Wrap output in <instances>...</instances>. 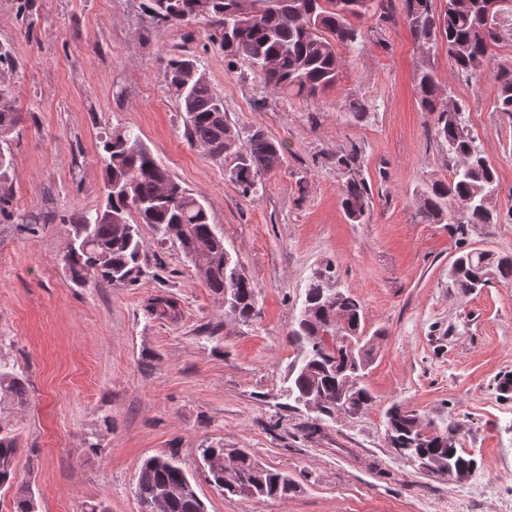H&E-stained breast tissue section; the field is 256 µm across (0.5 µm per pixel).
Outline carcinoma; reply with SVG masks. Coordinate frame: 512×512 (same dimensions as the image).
Returning a JSON list of instances; mask_svg holds the SVG:
<instances>
[{
	"instance_id": "1",
	"label": "carcinoma",
	"mask_w": 512,
	"mask_h": 512,
	"mask_svg": "<svg viewBox=\"0 0 512 512\" xmlns=\"http://www.w3.org/2000/svg\"><path fill=\"white\" fill-rule=\"evenodd\" d=\"M433 0H144L143 15L152 26L181 25L210 18L223 32L226 58L247 61L267 88L312 97L336 86L343 65L341 52L357 47L363 38L359 22L368 15L391 9L407 21L423 57L442 46L458 73L478 80L492 48L506 38L501 18H512V0H499L497 13L489 16L485 0H443L435 11ZM497 84L495 110L512 114V65L492 74ZM165 81L174 92L185 116V136L192 145L205 147L212 158L230 157L231 180L248 196L262 179L283 162V147L262 130L246 142L224 112V100L215 91L195 58L175 56L167 63ZM415 90L422 111L434 116V134L448 152L449 177L434 180L417 198V214L426 224H446L464 236L470 224H498V179L495 168L466 129L463 102L443 93L433 68L422 65L415 75ZM22 121L15 108L14 83L0 78V220L14 215L11 135ZM107 190L94 211L73 220L74 236L62 256L71 279L124 286L142 274L144 243L140 225L156 232L160 241H175L197 269L207 288L226 298L225 316L248 324L260 314L258 293L241 264L225 260L224 235L210 223L204 200L188 192L159 164L139 135L127 127H115L102 142ZM355 152L336 157V168L345 180L342 207L347 218L361 222L369 209L371 188L357 168ZM512 277V256L482 249H464L449 269L451 287L467 296L495 279ZM336 269L327 263L314 269L307 281L304 303L289 331L298 349L290 395L294 401L313 394L322 400L316 417L304 428V436H321L322 422L334 418L336 408L349 417L362 415L373 406V396L361 383L347 385V378L365 375L372 350L353 363L344 353L324 344L320 336L334 333L332 322L342 313L352 331L363 330V309L354 296L340 292L337 302L326 305L337 293ZM229 294H224L225 289ZM147 311L172 322L180 310L164 293L148 300ZM30 400L25 376L0 367V411L22 408ZM413 413L399 403L385 412V427L394 432L397 455L407 463L419 457L434 460L430 473L456 480L471 472L476 460L457 447L451 424L426 422L430 435L426 447H411ZM207 478L226 495L242 499H282L298 492L288 475L259 463L246 448H226L205 442L196 448ZM19 448L17 439L0 426V490L13 491V512H39V501L28 484L14 482ZM163 488L170 489L160 497ZM135 495L142 512H206L196 484L172 455L145 459L140 467Z\"/></svg>"
}]
</instances>
